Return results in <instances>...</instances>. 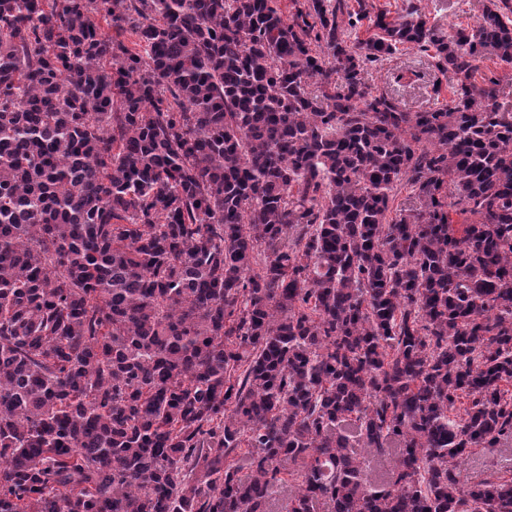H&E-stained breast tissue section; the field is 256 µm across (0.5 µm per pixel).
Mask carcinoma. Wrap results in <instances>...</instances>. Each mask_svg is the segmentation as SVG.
Returning a JSON list of instances; mask_svg holds the SVG:
<instances>
[{
    "label": "carcinoma",
    "instance_id": "obj_1",
    "mask_svg": "<svg viewBox=\"0 0 512 512\" xmlns=\"http://www.w3.org/2000/svg\"><path fill=\"white\" fill-rule=\"evenodd\" d=\"M278 2L0 0V512H512V0ZM489 0H368L377 8H384L396 13L405 14L404 8L409 2L424 11L430 25L434 26L439 35H448L451 27L473 25L481 16ZM430 53L404 48L369 69L368 82L374 92L386 93L411 112L426 110L435 103H448V74L443 76L437 70L435 60L428 55ZM394 73H403L406 79L396 82ZM481 72L488 76L494 74L500 81V97L499 102H503L509 106L512 105V65L501 63L497 60H484L480 64ZM492 467L512 474V445L511 448H475L471 458L461 466L460 482L475 484L484 478L487 468Z\"/></svg>",
    "mask_w": 512,
    "mask_h": 512
}]
</instances>
